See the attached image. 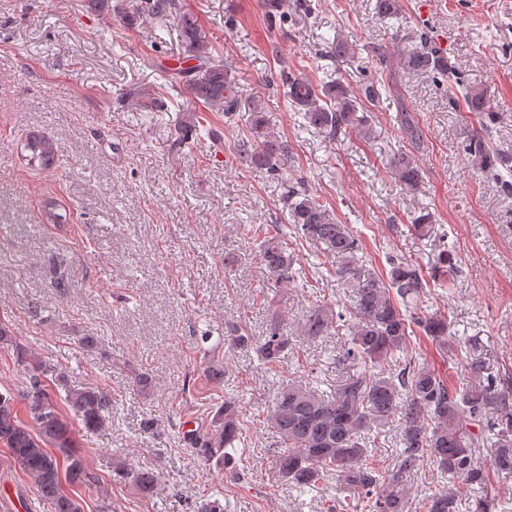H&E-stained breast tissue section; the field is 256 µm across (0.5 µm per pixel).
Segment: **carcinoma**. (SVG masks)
<instances>
[{
    "instance_id": "1",
    "label": "carcinoma",
    "mask_w": 512,
    "mask_h": 512,
    "mask_svg": "<svg viewBox=\"0 0 512 512\" xmlns=\"http://www.w3.org/2000/svg\"><path fill=\"white\" fill-rule=\"evenodd\" d=\"M87 8L97 13L116 11L134 24L141 14L158 12L165 0H139L137 4L112 3V0H86ZM378 13L387 19L402 14V0H377ZM181 41L187 56L197 64L185 71L174 68L167 74L170 86L181 82L194 103L208 112H235L240 94L222 64L209 60V45L197 19L185 14L181 19ZM420 45L402 55L406 69L429 72L446 78L453 74L447 58L434 46L427 34L419 36ZM288 99L300 112L306 125L334 140L341 134L356 132L362 139L373 135L370 123L360 114L365 101L378 96L376 84L362 87L359 99L349 86L337 80L315 84L286 71L280 74ZM469 111L478 118L479 131L465 146V151L479 161L480 170L508 165L509 158L495 155L489 146L490 112L486 97L479 92L465 94ZM248 131L234 144V157L243 169L264 168L278 171L281 156L288 152V142L266 121L261 104L254 100ZM24 149L29 162L49 169L57 165L52 140L36 132L29 133ZM389 169L406 194H417L424 184L418 162L401 152L391 157ZM284 204L288 223L307 242L323 247L336 263V274L353 283V306L335 310L331 305L309 308L299 322V335L324 336L342 327L349 329V342L343 358L359 367L327 395L316 387L314 378L292 380L282 386L268 411L267 423L280 438L284 451L278 458V472L301 495L321 489L336 490L368 504V512H404L400 479L426 463L448 476V489L426 499L425 512H491L493 498H477L472 491L484 488L488 475L476 466V442L467 427L477 426L494 436L495 454L492 471L512 473V388H497L483 376L479 360L467 363L469 382L449 386L433 368L414 359L398 360L407 349L411 325L435 340L449 337L446 318L421 310L427 282L416 265L405 258L388 259L389 270L379 276L355 266L359 240L346 224L330 217L325 205L313 197L304 180L285 181ZM259 242L261 264L271 279L285 283L294 278L295 259L288 252L286 234L258 226L253 230ZM228 341L237 349H254L268 373L276 372L284 354L292 349L291 334L276 326L256 339L238 326L230 329ZM0 344L16 352L18 364L26 375L20 400L30 424L23 423L11 393L0 392V442L13 459L35 482L37 491L47 501L50 512H82L79 501L66 494L62 481L72 485L91 483L83 458L72 452L73 424L95 431L112 420V400L98 387L75 388L65 374L32 356L16 342L8 326L0 325ZM54 377L65 391L63 400L73 414L66 420L59 412L54 393L45 381ZM244 395L224 398L206 435L189 438L202 460L224 468L231 464L228 449L242 435L239 404ZM498 407L496 418L485 421L487 409ZM401 421L403 445L395 473L379 470L370 462L371 445L381 436L380 429L394 420ZM132 482L149 495L157 486L151 471L131 473Z\"/></svg>"
}]
</instances>
